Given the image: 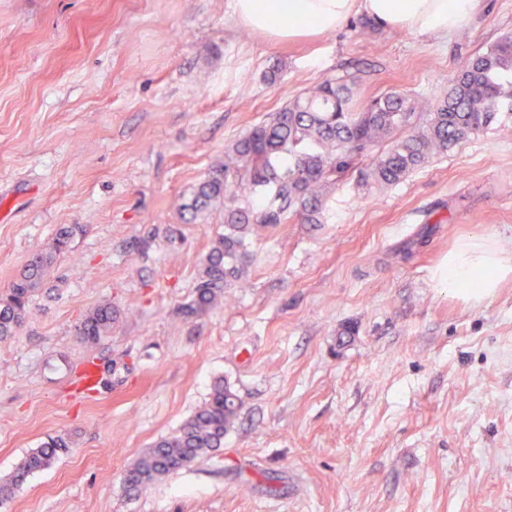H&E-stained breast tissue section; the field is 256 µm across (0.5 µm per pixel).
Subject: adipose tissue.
Returning <instances> with one entry per match:
<instances>
[{
    "mask_svg": "<svg viewBox=\"0 0 512 512\" xmlns=\"http://www.w3.org/2000/svg\"><path fill=\"white\" fill-rule=\"evenodd\" d=\"M481 0H233L244 29L274 43L341 28L352 17L391 31L444 36L468 23ZM512 278V250L497 237L473 234L448 254V290L468 302L492 297Z\"/></svg>",
    "mask_w": 512,
    "mask_h": 512,
    "instance_id": "ef3b65f1",
    "label": "adipose tissue"
}]
</instances>
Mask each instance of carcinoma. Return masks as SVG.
<instances>
[{
	"label": "carcinoma",
	"mask_w": 512,
	"mask_h": 512,
	"mask_svg": "<svg viewBox=\"0 0 512 512\" xmlns=\"http://www.w3.org/2000/svg\"><path fill=\"white\" fill-rule=\"evenodd\" d=\"M353 85L344 77L327 78L284 105L228 146L224 161L178 205L192 219L224 210V232L201 261L186 315L216 307L224 289L242 279L249 262L248 234L292 215L320 224L325 190L344 177L357 174L365 188L391 187L490 127L502 106L512 107V35L460 59L454 84L430 112L423 100L399 92L385 93L358 110ZM82 232L79 224L60 226L0 296V339L14 335L56 259ZM118 315L112 304L98 305L80 322L79 336L97 342ZM239 407L236 393L216 381L208 399L174 434L153 442L134 461L124 477L126 487L148 486L224 447ZM68 448L58 437L32 449L0 482V501L11 498L30 475L50 468Z\"/></svg>",
	"instance_id": "carcinoma-1"
}]
</instances>
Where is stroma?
Here are the masks:
<instances>
[{
    "label": "stroma",
    "instance_id": "obj_1",
    "mask_svg": "<svg viewBox=\"0 0 512 512\" xmlns=\"http://www.w3.org/2000/svg\"><path fill=\"white\" fill-rule=\"evenodd\" d=\"M231 3L0 0V295L59 225L84 228L0 342V478L48 438L72 448L0 512H512V279L475 305L441 278L469 235L512 249V113L384 194L328 188L322 223L251 238L244 278L197 316L224 214L173 206L324 79L354 75L361 106L435 101L512 33V0L445 37L353 19L284 44ZM106 302L121 315L88 345L77 327ZM218 378L241 402L223 448L126 490Z\"/></svg>",
    "mask_w": 512,
    "mask_h": 512
}]
</instances>
